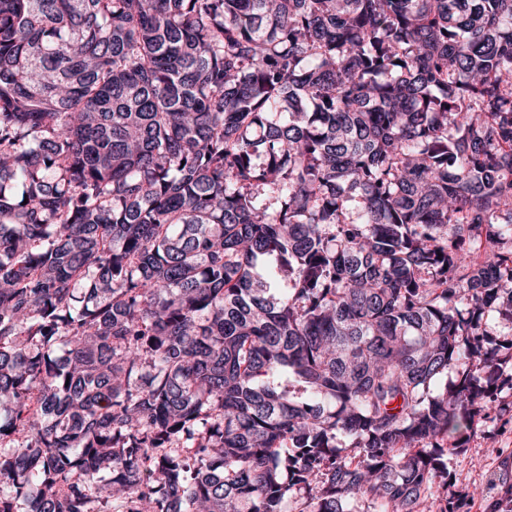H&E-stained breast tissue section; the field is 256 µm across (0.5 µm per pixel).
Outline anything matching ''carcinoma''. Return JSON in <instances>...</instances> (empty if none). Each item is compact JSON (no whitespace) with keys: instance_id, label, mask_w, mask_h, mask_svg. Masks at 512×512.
I'll return each mask as SVG.
<instances>
[{"instance_id":"cac0c4a2","label":"carcinoma","mask_w":512,"mask_h":512,"mask_svg":"<svg viewBox=\"0 0 512 512\" xmlns=\"http://www.w3.org/2000/svg\"><path fill=\"white\" fill-rule=\"evenodd\" d=\"M499 326L512 0H0V512H460Z\"/></svg>"}]
</instances>
